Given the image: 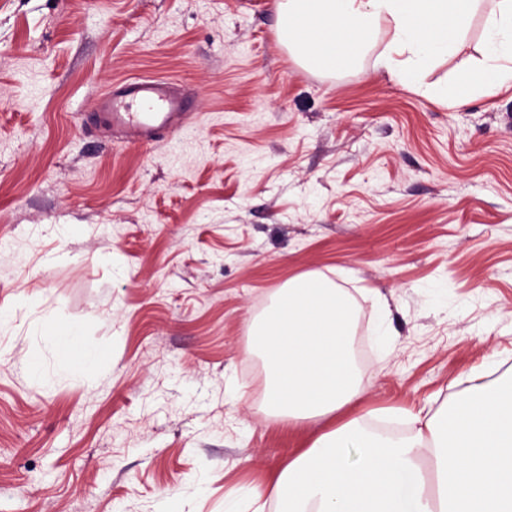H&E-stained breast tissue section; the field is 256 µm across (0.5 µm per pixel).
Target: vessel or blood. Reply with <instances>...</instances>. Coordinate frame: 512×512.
<instances>
[{
	"instance_id": "b4317fda",
	"label": "vessel or blood",
	"mask_w": 512,
	"mask_h": 512,
	"mask_svg": "<svg viewBox=\"0 0 512 512\" xmlns=\"http://www.w3.org/2000/svg\"><path fill=\"white\" fill-rule=\"evenodd\" d=\"M98 107L105 110L113 133L144 146L187 128L192 118L188 99L166 78L127 79L114 86Z\"/></svg>"
}]
</instances>
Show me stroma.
Listing matches in <instances>:
<instances>
[{
    "instance_id": "stroma-1",
    "label": "stroma",
    "mask_w": 512,
    "mask_h": 512,
    "mask_svg": "<svg viewBox=\"0 0 512 512\" xmlns=\"http://www.w3.org/2000/svg\"><path fill=\"white\" fill-rule=\"evenodd\" d=\"M381 48L306 68L274 0H0V512H274L330 425L266 416L249 326L309 271L368 347L347 417L512 375V89L446 107ZM135 76L177 80L192 129L85 126ZM63 354L69 379L31 376Z\"/></svg>"
}]
</instances>
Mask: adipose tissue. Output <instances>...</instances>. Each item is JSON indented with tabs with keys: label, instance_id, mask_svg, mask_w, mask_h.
Here are the masks:
<instances>
[{
	"label": "adipose tissue",
	"instance_id": "1",
	"mask_svg": "<svg viewBox=\"0 0 512 512\" xmlns=\"http://www.w3.org/2000/svg\"><path fill=\"white\" fill-rule=\"evenodd\" d=\"M274 0L281 44L311 68L353 66L375 39V70L437 99L464 104L486 89L512 87V0ZM482 41L451 87L426 76L466 41ZM351 297L302 274L278 289L252 328L265 366L267 415L301 423L337 419L362 394L351 355ZM338 421V419H337ZM409 434L338 421L270 478L280 512H512V390L475 370L446 412L407 414Z\"/></svg>",
	"mask_w": 512,
	"mask_h": 512
}]
</instances>
